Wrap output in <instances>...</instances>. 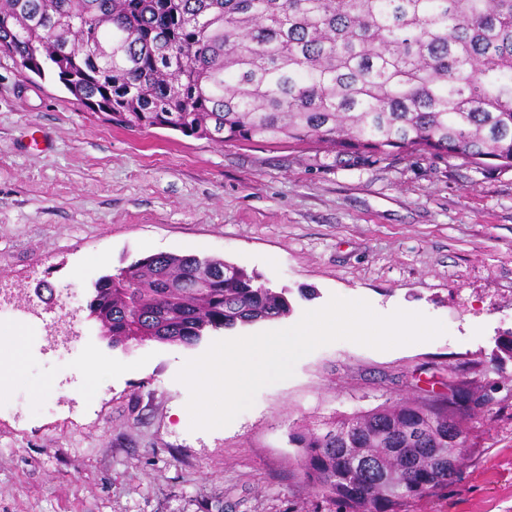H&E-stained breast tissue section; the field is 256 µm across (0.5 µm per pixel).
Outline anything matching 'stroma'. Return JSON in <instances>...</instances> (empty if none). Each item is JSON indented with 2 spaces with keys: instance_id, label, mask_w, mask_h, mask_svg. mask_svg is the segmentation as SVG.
Masks as SVG:
<instances>
[{
  "instance_id": "35a3bbf8",
  "label": "stroma",
  "mask_w": 512,
  "mask_h": 512,
  "mask_svg": "<svg viewBox=\"0 0 512 512\" xmlns=\"http://www.w3.org/2000/svg\"><path fill=\"white\" fill-rule=\"evenodd\" d=\"M160 253L234 263L286 289L293 311L195 346L111 347L87 317L93 281ZM1 289L39 307L0 308V512H339L305 481L289 433L446 395L452 372L485 397L467 405L458 476L410 512H512V360H492L512 331V167L129 131L0 53ZM73 291L89 353L65 359L46 337ZM340 294L446 332L319 347L229 425L191 430L185 360Z\"/></svg>"
}]
</instances>
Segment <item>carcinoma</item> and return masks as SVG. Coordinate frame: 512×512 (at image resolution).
Masks as SVG:
<instances>
[{
    "label": "carcinoma",
    "instance_id": "cac0c4a2",
    "mask_svg": "<svg viewBox=\"0 0 512 512\" xmlns=\"http://www.w3.org/2000/svg\"><path fill=\"white\" fill-rule=\"evenodd\" d=\"M0 52L124 129L512 166V0H0ZM86 310L128 350L292 306L232 263L161 253L100 276ZM495 343L511 360L512 332ZM448 388L291 432L307 482L345 512L447 487L468 430L451 373Z\"/></svg>",
    "mask_w": 512,
    "mask_h": 512
}]
</instances>
